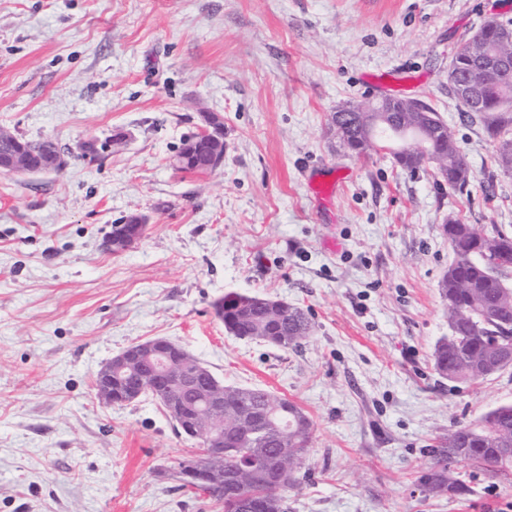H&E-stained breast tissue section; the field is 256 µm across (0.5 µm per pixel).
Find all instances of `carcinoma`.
I'll list each match as a JSON object with an SVG mask.
<instances>
[{"label":"carcinoma","mask_w":512,"mask_h":512,"mask_svg":"<svg viewBox=\"0 0 512 512\" xmlns=\"http://www.w3.org/2000/svg\"><path fill=\"white\" fill-rule=\"evenodd\" d=\"M495 36L479 29L461 42L451 60L448 78L472 77L476 81L480 111L467 117L477 122L493 146L494 165L512 172V84L497 73H479V56L491 51ZM349 125L353 139L367 133L373 116L365 112H336ZM427 117L419 112H393L391 131L377 133L368 151L390 150L398 166L413 172L422 164L435 165L448 188L461 190L470 182L471 169L453 131L422 141L416 129ZM453 259L439 282L448 318V335L432 353L435 373L450 382H474L498 374L512 363V283L505 264L512 262V231L448 217L443 225ZM224 330L240 339H258L282 350L296 349L314 331L303 309H268L260 295L229 291L214 303ZM162 349L201 369L206 366L192 353L167 339ZM206 388L219 387L224 395V415L188 410L176 416L168 403L158 401L173 421L175 430L195 439L199 427L223 430L224 455L196 449L194 456L178 463L180 487L207 495L224 512H288L284 492L301 483L312 449L314 426L308 413L294 402L255 386L226 385L204 374ZM245 413L251 424L239 423ZM269 414L282 418L273 431L265 421ZM288 452V471L278 460ZM429 465L418 479L421 493L429 498L466 496L473 493L462 479L459 466L475 465L492 478L512 475V403L500 405L467 425H456L425 449Z\"/></svg>","instance_id":"cac0c4a2"}]
</instances>
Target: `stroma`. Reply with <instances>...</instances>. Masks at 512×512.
Instances as JSON below:
<instances>
[{
    "mask_svg": "<svg viewBox=\"0 0 512 512\" xmlns=\"http://www.w3.org/2000/svg\"><path fill=\"white\" fill-rule=\"evenodd\" d=\"M492 14L512 0H0V129L68 153L58 172L0 174V512H218L180 489L196 443L155 401L94 394L101 365L161 337L309 413L288 512H512V476L466 467L465 498L415 485L433 438L512 403V368L455 384L431 361L443 224L512 230V174L448 90L456 46ZM384 95L440 114L469 186L340 148L331 113ZM208 114L223 165L177 169ZM325 171L340 182L321 207ZM134 214L144 238L109 254ZM230 290L301 307L313 335L288 351L228 335L212 304ZM205 125L202 126L196 133L186 137L183 140L181 150L176 155V164L181 167L187 161V155L193 145L204 138H223L224 126L223 121L215 114H210L204 118ZM223 133V134H222Z\"/></svg>",
    "mask_w": 512,
    "mask_h": 512,
    "instance_id": "35a3bbf8",
    "label": "stroma"
}]
</instances>
